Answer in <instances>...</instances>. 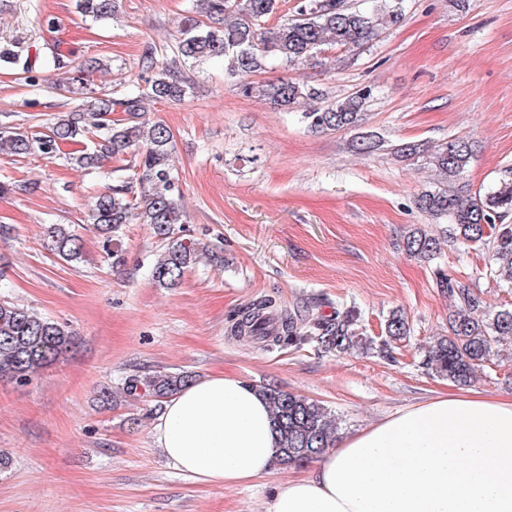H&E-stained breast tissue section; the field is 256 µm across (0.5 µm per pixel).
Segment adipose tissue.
I'll return each instance as SVG.
<instances>
[{
	"label": "adipose tissue",
	"instance_id": "ef3b65f1",
	"mask_svg": "<svg viewBox=\"0 0 512 512\" xmlns=\"http://www.w3.org/2000/svg\"><path fill=\"white\" fill-rule=\"evenodd\" d=\"M152 437L200 483L238 485L277 462L266 401L224 373L167 398ZM268 512H512V395L449 392L359 429L280 486Z\"/></svg>",
	"mask_w": 512,
	"mask_h": 512
}]
</instances>
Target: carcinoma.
I'll list each match as a JSON object with an SVG mask.
<instances>
[{"label": "carcinoma", "instance_id": "1", "mask_svg": "<svg viewBox=\"0 0 512 512\" xmlns=\"http://www.w3.org/2000/svg\"><path fill=\"white\" fill-rule=\"evenodd\" d=\"M77 9L85 17L109 18L119 11V0H77ZM276 9L277 0H197L195 16L186 18L181 29L177 56L192 68L223 58L228 61L229 73L240 77L264 71L271 61L295 66L328 48L355 51L372 43L385 28L401 21L405 0H381L369 10L348 7L345 0H298L295 18L265 27ZM143 67L153 72L146 95L117 102L97 99L86 109L58 117L44 136L0 131V146L18 156L51 154L59 144L75 139L90 126L98 142L95 150L80 161L95 165L122 155L136 158L135 186L113 187L96 197L91 213L93 227L117 265L124 260L119 239L122 227L135 221L149 225L154 236L166 243L153 267L152 279L161 288H175L208 249L175 232V225L182 223V211L174 193L170 164L173 134L165 125L145 120L142 115L144 98L181 102L190 94L192 83L189 75L181 74L172 63L158 61L151 52L144 56ZM241 92L246 97H262L284 112L323 96L320 89L288 78L245 82ZM370 94V88H361L325 108L303 112L302 118L310 128L321 132L355 127ZM116 105L128 115L123 123L111 119ZM393 150L402 158L429 160L442 184L422 192L419 208L434 218L452 219L441 238L420 228L411 230L406 238L407 250L429 260L441 251L445 239L483 247L490 253L487 274L512 286V224L506 223L512 213V179L482 194L471 193L462 181L471 144L460 138L436 149L405 142L393 146ZM46 236L48 249L56 256L65 261L81 258L79 239L66 225H50ZM439 283L452 298L455 310L448 322V334L429 347L423 366L451 382L469 384L485 363L499 355L505 342L512 341V308L490 312L464 279L443 274ZM361 321L357 307L342 304L329 316L311 312L304 322L280 309L275 299L262 298L229 315V333L248 343L310 340L324 352L344 354L373 344L361 335ZM384 330L386 346L405 339L410 333L407 316L399 310L390 313ZM74 340L75 333L69 326L1 302L0 379L27 383L33 373L67 352ZM191 381L192 376L185 372L131 374L125 379L123 391L159 402ZM258 390L273 411L278 464L309 461L336 443V421L322 404L271 384L260 385Z\"/></svg>", "mask_w": 512, "mask_h": 512}]
</instances>
